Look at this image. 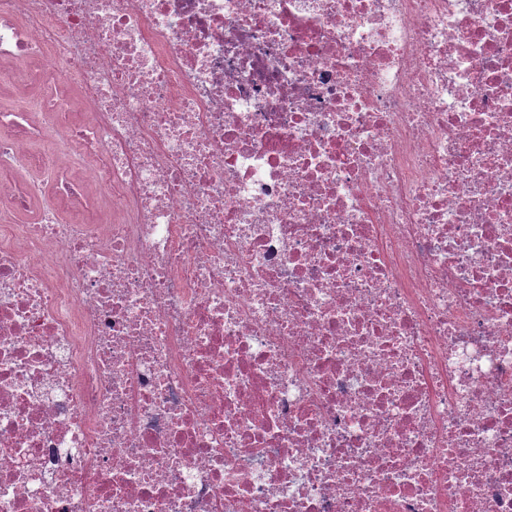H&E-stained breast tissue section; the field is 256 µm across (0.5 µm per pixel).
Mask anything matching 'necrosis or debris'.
<instances>
[{
    "mask_svg": "<svg viewBox=\"0 0 512 512\" xmlns=\"http://www.w3.org/2000/svg\"><path fill=\"white\" fill-rule=\"evenodd\" d=\"M0 62V512H512V0H0Z\"/></svg>",
    "mask_w": 512,
    "mask_h": 512,
    "instance_id": "necrosis-or-debris-1",
    "label": "necrosis or debris"
}]
</instances>
